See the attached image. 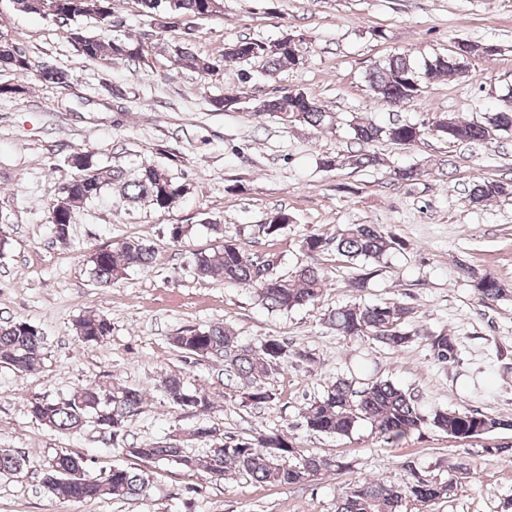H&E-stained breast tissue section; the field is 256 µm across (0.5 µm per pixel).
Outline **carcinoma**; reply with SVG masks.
<instances>
[{"label":"carcinoma","mask_w":512,"mask_h":512,"mask_svg":"<svg viewBox=\"0 0 512 512\" xmlns=\"http://www.w3.org/2000/svg\"><path fill=\"white\" fill-rule=\"evenodd\" d=\"M16 11L47 18L61 26L66 37L76 45L80 54L101 64L115 60L140 63L147 60V49L141 41L130 42L119 38L105 39L86 34L74 27L82 19H92L102 29L110 25L112 0H11ZM144 12L161 18L160 27L185 25L193 18H207L218 13L212 0H140ZM497 53L493 45H478L459 41L446 55H437L418 65L408 53H397L385 64L370 71L368 82L375 94L384 102H414L424 85L438 76L463 75L475 57L490 59ZM175 54L185 67L205 78L221 69L224 60L231 59L244 66H257L267 77L276 76L292 65L288 50V37L263 42L241 39L224 48L222 58L202 55L194 49L191 38L175 46ZM0 69L18 72L41 82L67 84V74L46 63L34 62L24 51L9 41L0 40ZM269 105L256 110L259 115H270L286 125L304 124L313 128L325 125L328 114L311 93L297 90L268 99ZM454 125L437 135L450 142H480L486 140V127L495 126L497 132L512 131V112H492L484 123L461 122L445 116L433 127L445 121ZM353 138L370 143L386 138L398 144H414L422 138V128L411 122L397 120L387 125L359 121L351 126ZM346 164L363 169L379 164V158L367 154H352L343 161L326 158L323 166L330 168ZM75 174L67 183V191L54 200L49 208L50 223L55 238L68 244L71 225L76 223L81 205L96 199L106 180L93 170L87 155L76 154L71 159ZM121 184L123 197L130 201L147 200L154 207L168 209L185 193L179 184L158 167L143 169L138 177L125 182L123 174L114 170L110 179ZM509 194L507 184L497 180H481L474 184L470 203L484 202ZM290 223L285 212L272 214L262 232L277 238ZM303 250L310 255L336 253L349 263L367 266L399 246L394 237L384 233L376 224H349L336 236L322 233L308 235L302 241ZM155 247L143 239H126L111 247L99 248L88 260L93 279L106 286L130 269H146L154 259ZM192 265L201 279H221L254 290L258 304L275 311H291L315 305L324 287V273L315 264L301 267L295 275L276 276L271 263L257 261L241 251L235 244L210 252L194 254ZM484 303L498 300L504 288L488 275L475 284ZM326 322L343 336L367 337L388 348L398 349L412 342L418 332L412 329L414 312L400 303H347L327 314ZM76 334L84 343L99 342L109 336L111 323L104 317L85 315L75 324ZM172 344L180 352L196 357L224 358L225 371L239 380L243 405H261L271 399L265 379L282 365L293 361L310 360L311 354L303 348H288V343L269 338L258 345L242 341L222 324L182 332L172 337ZM43 336L39 329L23 321L0 324V364L18 372L30 371L43 354ZM429 346L435 361L442 365L456 357V345L446 334L430 336ZM160 387L168 401L179 407H194L206 411L209 398L204 393L186 391L180 378L167 377ZM142 393L134 388L105 387L98 384L83 385L70 398L63 401H34L30 414L46 427L72 433L87 423H96L111 430L113 440H119L127 421L140 411ZM307 430L315 434L348 436L362 424L388 442L422 429L429 424L454 438L480 435L483 428L494 431L501 421L483 414L456 410H437L425 414L415 396L386 379H376L359 387L349 379L339 378L323 394L308 402L301 410ZM119 451L139 461L174 462L188 472L202 471L210 478L222 480L226 472L234 469L256 482L290 485L310 481L325 470L342 472L349 465L340 459L306 455L292 447L281 435L265 439H248L233 445H223L206 455H189L177 439H164L142 443H122ZM26 460L8 449H0V474L22 470ZM46 492L63 500H96L110 496L116 500L146 497L152 489V475L140 468L117 466L104 474L90 472L85 461L70 454L58 453L45 468L42 480ZM453 483L423 478L410 471V477L401 485L377 481L356 482L336 500L335 512H404L408 501L423 505L450 497Z\"/></svg>","instance_id":"carcinoma-1"}]
</instances>
